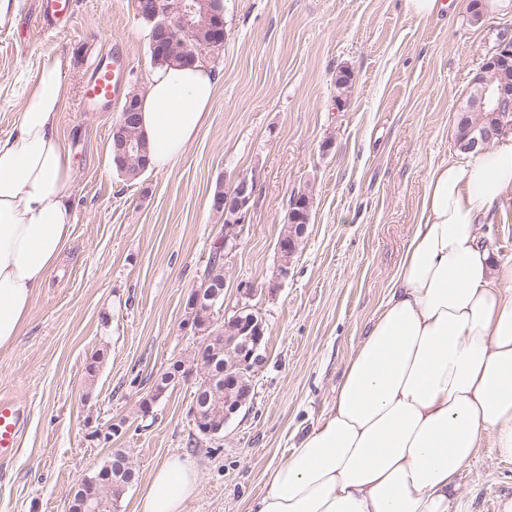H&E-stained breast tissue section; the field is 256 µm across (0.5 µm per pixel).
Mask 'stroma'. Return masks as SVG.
Listing matches in <instances>:
<instances>
[{"mask_svg": "<svg viewBox=\"0 0 512 512\" xmlns=\"http://www.w3.org/2000/svg\"><path fill=\"white\" fill-rule=\"evenodd\" d=\"M11 2L13 20L0 26V135L17 123L42 56H64L70 92L58 129L76 194L62 258L18 342L0 349V397L26 415L19 448L0 459V512H69L76 482L117 448L140 478L119 512H135L140 482L172 455L198 470L185 512H249L266 468L329 415L419 220L427 175L456 153L472 80L501 35L512 37V9L475 22L470 0L428 18L403 0H224V43L206 57L222 79L205 126L174 167L130 180L112 162L123 99L101 107L83 89L120 50L125 90L144 91L153 67L132 0H73L70 26L56 31L41 28L38 0ZM243 177L255 191L224 254V314L255 306L266 337L252 400L205 436L191 414L201 339L182 324L224 227L213 193ZM299 192L312 199L311 219L283 275L277 241ZM492 211L487 237L512 256V192ZM177 361L188 377L154 397ZM458 494L465 512H497L512 497V463L481 449Z\"/></svg>", "mask_w": 512, "mask_h": 512, "instance_id": "35a3bbf8", "label": "stroma"}]
</instances>
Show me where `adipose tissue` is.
Instances as JSON below:
<instances>
[{"instance_id":"obj_1","label":"adipose tissue","mask_w":512,"mask_h":512,"mask_svg":"<svg viewBox=\"0 0 512 512\" xmlns=\"http://www.w3.org/2000/svg\"><path fill=\"white\" fill-rule=\"evenodd\" d=\"M65 67L43 58L15 130L0 136V348L20 336L72 232L71 155L57 132ZM220 79L202 62L153 70L140 99L152 165L181 158ZM508 192L512 131L430 171L419 222L329 416L267 469L250 512H458L457 479L479 448L512 462V256L481 234ZM197 485L189 458L168 457L135 512H184Z\"/></svg>"}]
</instances>
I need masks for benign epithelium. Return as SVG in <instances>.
I'll list each match as a JSON object with an SVG mask.
<instances>
[{
	"label": "benign epithelium",
	"instance_id": "obj_1",
	"mask_svg": "<svg viewBox=\"0 0 512 512\" xmlns=\"http://www.w3.org/2000/svg\"><path fill=\"white\" fill-rule=\"evenodd\" d=\"M137 14L157 18L166 17L171 24L155 29L151 36L153 55L164 54L171 39V31L179 28L186 34L182 53L190 56L188 42L195 39L200 29L214 32L211 42L216 47L224 43V27L207 14L204 0H134ZM474 112H486L489 119L484 124L470 120ZM136 101H127L121 119L112 128V154L115 161L131 160V154L140 150L134 129L139 126ZM512 119V39L502 41L473 81L471 101L458 111L457 126L461 134L456 137L455 148L464 153H480L487 149L498 135L499 125ZM254 183L240 179L231 192L216 191V206L224 208V247H234L239 238L238 227L244 222L245 213L254 193ZM308 221L302 217L295 224H287L281 233L277 250L281 258L280 273L286 274L288 265L298 253L307 232ZM183 328L205 336L196 353V370L202 375L216 374L213 352L208 340L224 335V422H229L248 403L253 386L249 373L261 360L265 337V322L252 306L240 308L232 317H224V285L216 284L203 292L195 289L187 301V317Z\"/></svg>",
	"mask_w": 512,
	"mask_h": 512
}]
</instances>
